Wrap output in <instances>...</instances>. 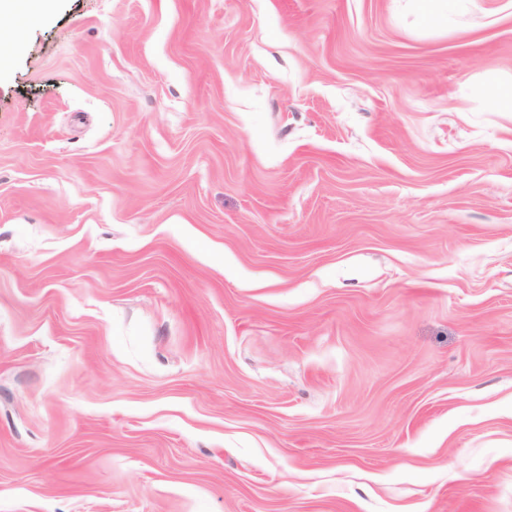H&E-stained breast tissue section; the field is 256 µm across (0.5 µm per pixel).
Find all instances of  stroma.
I'll list each match as a JSON object with an SVG mask.
<instances>
[{
    "mask_svg": "<svg viewBox=\"0 0 512 512\" xmlns=\"http://www.w3.org/2000/svg\"><path fill=\"white\" fill-rule=\"evenodd\" d=\"M512 0H58L0 73V512H512Z\"/></svg>",
    "mask_w": 512,
    "mask_h": 512,
    "instance_id": "stroma-1",
    "label": "stroma"
}]
</instances>
